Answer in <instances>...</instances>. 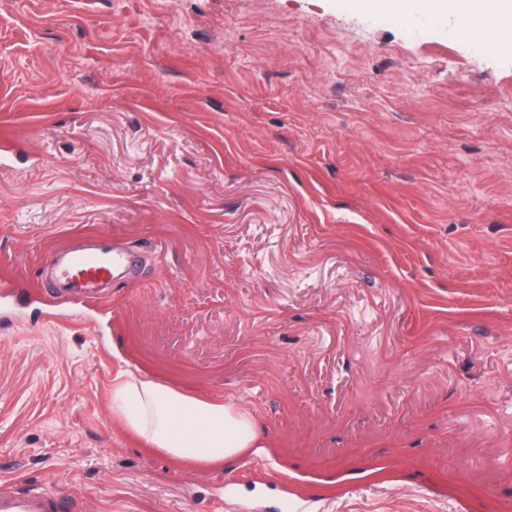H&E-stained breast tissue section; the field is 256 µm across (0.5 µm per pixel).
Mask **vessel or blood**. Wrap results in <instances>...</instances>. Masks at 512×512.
Masks as SVG:
<instances>
[{"label": "vessel or blood", "instance_id": "1", "mask_svg": "<svg viewBox=\"0 0 512 512\" xmlns=\"http://www.w3.org/2000/svg\"><path fill=\"white\" fill-rule=\"evenodd\" d=\"M133 265L131 253L104 235H90L82 247L50 250L44 270L54 275L57 292L88 301L106 298L116 277ZM0 512H86L83 501L49 490L0 488Z\"/></svg>", "mask_w": 512, "mask_h": 512}]
</instances>
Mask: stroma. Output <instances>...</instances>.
<instances>
[{
  "instance_id": "35a3bbf8",
  "label": "stroma",
  "mask_w": 512,
  "mask_h": 512,
  "mask_svg": "<svg viewBox=\"0 0 512 512\" xmlns=\"http://www.w3.org/2000/svg\"><path fill=\"white\" fill-rule=\"evenodd\" d=\"M0 274L145 256L0 307V487L90 512H512V51L355 0H0ZM272 443L177 467L119 372ZM83 238L88 243L85 246L75 247L69 242L50 250L42 272L54 273L52 288L60 294L100 301L108 296L115 278L133 266V256L127 249L117 247L108 236Z\"/></svg>"
}]
</instances>
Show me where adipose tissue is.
I'll return each instance as SVG.
<instances>
[{
	"mask_svg": "<svg viewBox=\"0 0 512 512\" xmlns=\"http://www.w3.org/2000/svg\"><path fill=\"white\" fill-rule=\"evenodd\" d=\"M403 16L418 10L447 16L454 32L483 36L512 48V0H356ZM112 409L147 445L172 460L220 468L240 455L267 447L254 415L234 404L204 399L131 371L119 374Z\"/></svg>",
	"mask_w": 512,
	"mask_h": 512,
	"instance_id": "adipose-tissue-1",
	"label": "adipose tissue"
}]
</instances>
